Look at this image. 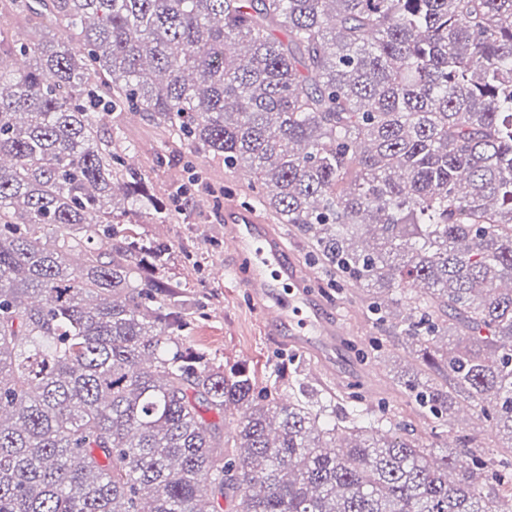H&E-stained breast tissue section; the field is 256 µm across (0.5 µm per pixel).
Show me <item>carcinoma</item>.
<instances>
[{"instance_id":"carcinoma-1","label":"carcinoma","mask_w":512,"mask_h":512,"mask_svg":"<svg viewBox=\"0 0 512 512\" xmlns=\"http://www.w3.org/2000/svg\"><path fill=\"white\" fill-rule=\"evenodd\" d=\"M126 109L247 169L379 322L406 306L401 389L477 401L496 469L183 342ZM0 512H512V0H0ZM12 33L23 38L36 36L39 39L41 37L57 36L60 34V29L55 26V23L50 18H32V20L12 29Z\"/></svg>"}]
</instances>
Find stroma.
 <instances>
[{
	"label": "stroma",
	"mask_w": 512,
	"mask_h": 512,
	"mask_svg": "<svg viewBox=\"0 0 512 512\" xmlns=\"http://www.w3.org/2000/svg\"><path fill=\"white\" fill-rule=\"evenodd\" d=\"M119 143L128 157L137 159L138 169L147 172L154 193L173 208L167 223L135 224L131 231L170 246L167 276L185 286L192 314L185 336L193 347L231 364H245L255 375L257 393L272 392L277 385L275 369L293 362L301 364L310 384L353 393L373 408L410 420L411 405L394 376L414 368V357L392 330L368 318L357 293L331 286L329 277L309 259L305 239L288 224L277 225L276 230L287 241L313 297L337 318L362 324L363 330L345 341L350 369L336 376L320 371L316 358L288 346L265 325L241 286L236 260L224 253L225 199L255 203L242 172L226 169L223 161L208 154L172 148L165 129L142 115L123 117ZM219 267L225 270L220 279L214 276ZM375 341L386 347L380 363L370 357Z\"/></svg>",
	"instance_id": "35a3bbf8"
}]
</instances>
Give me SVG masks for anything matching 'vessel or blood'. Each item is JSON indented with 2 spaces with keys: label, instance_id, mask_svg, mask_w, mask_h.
I'll return each mask as SVG.
<instances>
[{
  "label": "vessel or blood",
  "instance_id": "obj_1",
  "mask_svg": "<svg viewBox=\"0 0 512 512\" xmlns=\"http://www.w3.org/2000/svg\"><path fill=\"white\" fill-rule=\"evenodd\" d=\"M224 245L245 260L244 281L266 323L285 333V341L315 352L326 365L342 364V343L351 329L313 298L287 245L250 207L224 204Z\"/></svg>",
  "mask_w": 512,
  "mask_h": 512
}]
</instances>
